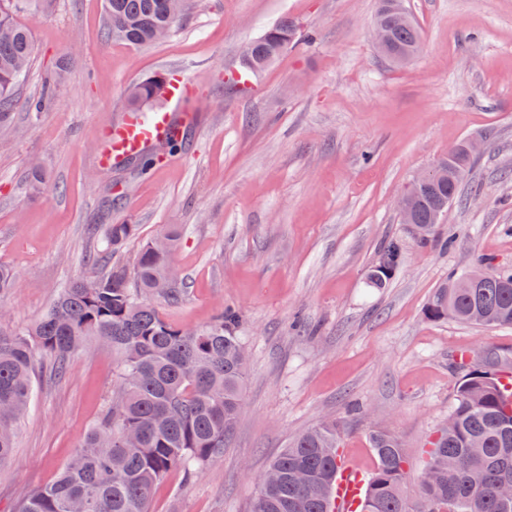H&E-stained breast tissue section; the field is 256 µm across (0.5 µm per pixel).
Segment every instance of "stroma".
<instances>
[{
  "mask_svg": "<svg viewBox=\"0 0 512 512\" xmlns=\"http://www.w3.org/2000/svg\"><path fill=\"white\" fill-rule=\"evenodd\" d=\"M377 0H191L170 38L132 47L105 37L104 0H55L20 20L35 55L20 99L43 93L38 119L19 113L0 135V265L18 286L0 297V330L19 332L87 271L101 245L91 224H134L118 259L182 230L173 264L186 292L158 301L182 327L231 309L250 354L240 419L222 458L193 477L172 470L150 512H251L258 477L291 440L336 420L340 448L363 472L368 433L390 429L419 502L424 448L447 420L457 359L492 349L512 360V326L432 321L424 310L450 271L480 259L512 269V0H406L424 49L397 65L371 38ZM313 38L288 46L251 88L226 81L247 43L283 18ZM184 72L198 117L181 149L136 166L101 168L103 125L127 112L129 87ZM466 140L487 144L440 226L419 245L402 224L407 183ZM41 193L27 182L32 164ZM400 238L405 263L385 287L366 273ZM118 356L75 354L61 379L41 374L0 464V512L50 484L112 393Z\"/></svg>",
  "mask_w": 512,
  "mask_h": 512,
  "instance_id": "stroma-1",
  "label": "stroma"
}]
</instances>
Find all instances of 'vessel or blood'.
<instances>
[{
    "instance_id": "1",
    "label": "vessel or blood",
    "mask_w": 512,
    "mask_h": 512,
    "mask_svg": "<svg viewBox=\"0 0 512 512\" xmlns=\"http://www.w3.org/2000/svg\"><path fill=\"white\" fill-rule=\"evenodd\" d=\"M173 122L171 113L156 112L145 116L129 114L107 126L98 155L100 166L108 168L125 157L166 139ZM365 483L363 473L340 466L334 491L339 512H354Z\"/></svg>"
}]
</instances>
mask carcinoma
<instances>
[{
    "mask_svg": "<svg viewBox=\"0 0 512 512\" xmlns=\"http://www.w3.org/2000/svg\"><path fill=\"white\" fill-rule=\"evenodd\" d=\"M188 0H105L108 34L141 47L174 32ZM53 0H0V130L14 124L17 88L30 66L35 45L31 28L18 20L50 8ZM403 0H379L374 23L384 33L382 56L405 63L418 52V25L402 15ZM301 39L298 25L283 19L248 45L244 64L257 72L288 45ZM166 85L146 78L128 91L137 109L160 96ZM54 85L42 97L21 105L36 117ZM464 150L439 160L446 179L419 190L413 199L410 229L422 244L438 235V226L477 153ZM137 234L135 224H106L102 251L88 257L87 275L64 285L57 298L30 328L0 332V462L15 448L14 426L32 400L36 377L49 360V373L64 375L73 354L95 343L120 357L118 380L109 400L70 462L52 483L23 498L15 512H149L150 495L169 471L192 477L224 455V442L235 429L241 409L247 356L235 331L236 317L219 311L206 326L185 329L164 319L152 303L158 283L171 279L163 298L179 301L181 291L172 265L179 233L162 234L166 246L143 244L133 270L112 264V256ZM405 262L397 239L380 251L366 275L371 288H382ZM466 278L478 288H461ZM425 315L482 327L512 326V272L487 261L483 267L450 273L431 295ZM454 425L429 441L427 481H420L419 512H512L499 489L512 486V361L489 350L477 364L461 356ZM340 427L323 421L296 437L271 460L273 477L258 478L252 512H334L331 508L340 458ZM376 465L368 476L358 512H413L402 485L409 463L397 436L384 428L371 431Z\"/></svg>",
    "mask_w": 512,
    "mask_h": 512,
    "instance_id": "cac0c4a2",
    "label": "carcinoma"
}]
</instances>
